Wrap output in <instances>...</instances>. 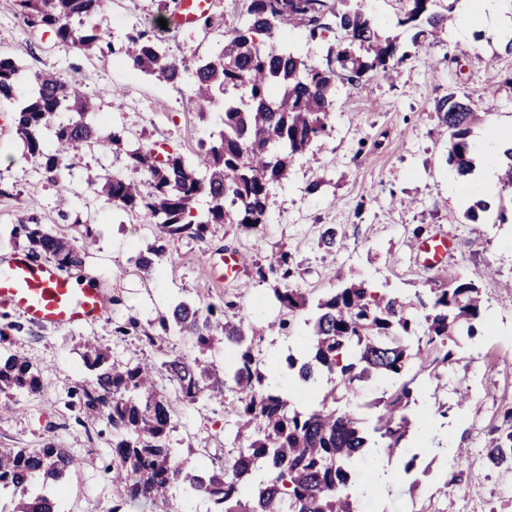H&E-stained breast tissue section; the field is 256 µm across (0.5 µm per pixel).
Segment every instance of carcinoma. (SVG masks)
<instances>
[{
    "mask_svg": "<svg viewBox=\"0 0 512 512\" xmlns=\"http://www.w3.org/2000/svg\"><path fill=\"white\" fill-rule=\"evenodd\" d=\"M107 0H17L30 29L50 28L59 42L86 53L106 49L133 67L167 83H177L184 61L161 51L149 30H137L115 45L96 18ZM441 0H406L397 25L437 40L448 28ZM341 34L335 46L314 61L303 48L323 33ZM409 57L397 38L380 34L374 17L353 0H249L246 16L224 30L217 51L194 68L193 99L200 108L222 107L224 129L202 152L199 164L177 153L158 159L152 149L128 152L125 170L112 174L98 195L124 210H142L156 224L157 242L135 257L153 270L165 255V237L201 238L210 224H238L247 231L265 223L274 204L272 189L288 177L292 159L306 154L327 133L337 85L355 86L372 71L392 74ZM22 68L0 56V100L16 99ZM33 90L15 108L17 135L40 168L53 174L60 154L45 150L42 131L57 112L77 118L56 128L64 149L79 152L121 148L123 131L99 133L85 121L93 105L78 80L64 82L47 72L31 77ZM440 125L449 132L446 161L458 174L472 170L473 126L482 121L469 98L450 92L436 102ZM206 199L202 219L192 209ZM32 253L62 268L79 267L84 253L38 224L19 225ZM293 258L280 253L268 266L256 265L264 280L275 277V297L288 312L304 314L309 334L286 367L309 398L270 383L262 370L259 342L266 328L245 315L181 302L160 322L163 331L189 337L198 356L170 357L161 363H116L93 342L83 361L94 381L77 392L80 407L112 426V489L126 512L150 503L157 512H175L174 499L201 497L212 512H362L350 491L367 494L364 474L402 453L417 419L410 413L420 379L438 381L463 357L461 340L483 327L479 274L448 277L445 288H430L407 300L378 294L348 280L317 300L292 286ZM222 344L233 349L224 368L205 360ZM172 391H162L157 377ZM370 381L387 383L380 395L350 403ZM41 380L30 358L0 354V394L35 395ZM237 394L236 431L224 459L202 472L187 470L169 446L173 401L206 403L224 391ZM502 435L487 449L490 466L512 475V404L503 409ZM78 459L54 441L39 448H0V489L13 492L15 512H59V500L40 488L62 479Z\"/></svg>",
    "mask_w": 512,
    "mask_h": 512,
    "instance_id": "carcinoma-1",
    "label": "carcinoma"
}]
</instances>
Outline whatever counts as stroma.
Masks as SVG:
<instances>
[{
	"label": "stroma",
	"instance_id": "1",
	"mask_svg": "<svg viewBox=\"0 0 512 512\" xmlns=\"http://www.w3.org/2000/svg\"><path fill=\"white\" fill-rule=\"evenodd\" d=\"M453 17L441 44L429 39L412 44L411 32L396 24L404 0H363L381 32L398 37L410 58L398 76L365 75L357 86L336 92L328 136L296 159L287 179L274 187V208L263 228L247 232L235 224H213L204 238H169L166 253L149 272L134 263L138 250L154 240L156 228L143 212L113 206L96 193L103 178L124 169L127 150L166 142L170 151L196 160L203 143L221 128V109L199 111L191 98V75L172 85L147 76L108 53L87 54L60 43L54 32L27 28L15 0H0V55L15 59L25 75L45 71L80 80L94 98L88 120L99 130L126 129L123 149L101 153L85 150L64 154L54 176H47L31 157L14 126L11 104L0 103V258L28 251L15 234L18 224H38L83 248L77 275L103 288L110 310L88 325L56 329L29 323L0 306L4 349H22L37 368L39 394H17L12 412L0 415V448H37L52 440L81 461L62 483L63 512H112V430L105 420L73 408V391L92 382L83 361V345L94 340L118 363L156 362L191 354L187 337L159 326L179 302L200 306L234 304L235 312L258 316L269 329L259 344L267 368L284 366L288 343H299L307 329L302 318H289L274 297V280H261L254 264H269L278 252L292 255L297 287L320 296L341 279L365 281L373 289L412 297L447 282L451 273L492 267L480 282L486 326L465 340L466 369L449 375L445 385L426 382L417 410L434 401L448 405L447 417L431 423L433 440H408L407 456L415 467L405 471L407 456L386 462L387 491L375 496L369 512H512L507 476L489 466L486 450L502 425L501 407L512 404V221L500 224L488 215L466 217L467 200L448 195L456 170L447 161L448 137L440 127L435 104L451 92L467 95L476 111L486 113L475 126L479 140L489 126L512 130V52L501 38L487 34L459 35V0H442ZM157 0H108L97 22L112 42L135 29H151L163 47L187 63L214 53L222 41L217 29L199 26L163 29ZM319 182L308 193L311 182ZM335 228L344 246L332 252L320 243L325 228ZM444 231L454 248L441 263L424 267L413 248L418 240ZM242 253L248 265L234 277L216 279L210 264L224 251ZM289 320L291 333L279 324ZM136 321L138 331L115 335L116 324ZM156 336V345L141 332ZM471 397L457 405V387ZM232 392L206 406L175 404L169 440L186 451L192 468H211L229 447L236 422ZM462 447L461 466L446 463L445 450ZM452 491L440 494L443 483Z\"/></svg>",
	"mask_w": 512,
	"mask_h": 512
}]
</instances>
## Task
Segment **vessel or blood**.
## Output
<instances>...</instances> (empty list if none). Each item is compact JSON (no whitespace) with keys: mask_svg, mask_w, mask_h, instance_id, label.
<instances>
[{"mask_svg":"<svg viewBox=\"0 0 512 512\" xmlns=\"http://www.w3.org/2000/svg\"><path fill=\"white\" fill-rule=\"evenodd\" d=\"M210 0H177L172 23L182 28L208 12ZM453 240L441 233L416 245L422 265L433 266L452 250ZM0 306L11 308L29 322L70 328L102 317L108 302L98 288L83 286L46 262L23 255L0 260Z\"/></svg>","mask_w":512,"mask_h":512,"instance_id":"1","label":"vessel or blood"}]
</instances>
